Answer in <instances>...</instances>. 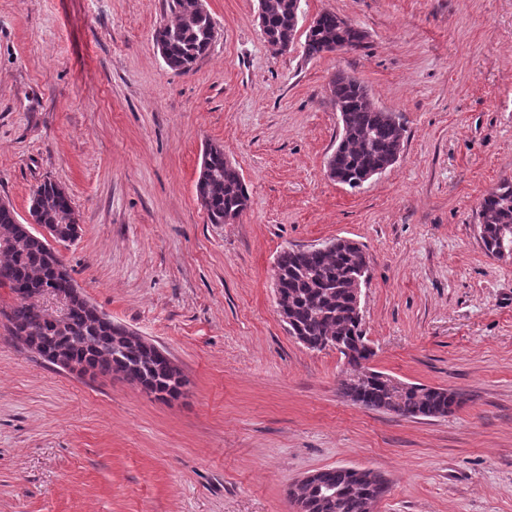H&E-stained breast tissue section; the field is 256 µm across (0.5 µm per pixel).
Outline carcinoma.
Masks as SVG:
<instances>
[{"instance_id":"obj_1","label":"carcinoma","mask_w":512,"mask_h":512,"mask_svg":"<svg viewBox=\"0 0 512 512\" xmlns=\"http://www.w3.org/2000/svg\"><path fill=\"white\" fill-rule=\"evenodd\" d=\"M272 45L294 44L301 13V0H261ZM175 21L155 31L162 44L165 64L174 71H191L212 46L214 21L199 0H168ZM364 32L351 23H340L333 12L318 15L316 25L305 31L303 53L320 57L339 43L361 47ZM336 110L342 113V129L335 153L328 163L339 180L352 189L365 183L370 170L387 166L402 151L406 133L402 115L376 106L367 86L358 77L339 71L329 83ZM201 163L206 174L196 181L198 202L211 224H229L249 205L242 174L227 161L224 148L211 143ZM30 208L41 224H63L73 210L65 189L46 180L30 197ZM19 220L14 208H0V237L18 236ZM481 241L488 254L497 252L501 239L512 237V179L505 178L479 205ZM281 275L282 301L290 326L302 336L306 347L322 351L340 343L356 362L373 355L363 336L362 323L351 314V272L369 267L364 249L348 244L325 251L289 248L276 261ZM72 278L55 267L35 239L0 250V288L9 289L13 303L0 311L14 336L25 333L42 337L46 349H62L85 362L91 375L118 374L128 383L154 394H173L186 384L182 372L167 358L146 351L128 352L118 336L124 327L99 318L98 310L79 305L62 329L49 330L45 311L30 295L45 289L70 288ZM343 395L356 405L408 418L446 417L458 408V393L447 388L425 390L410 384L393 396L376 378L349 376L342 383ZM371 484L350 478L342 469H326L322 484L304 487L299 495L314 504V512H369Z\"/></svg>"}]
</instances>
